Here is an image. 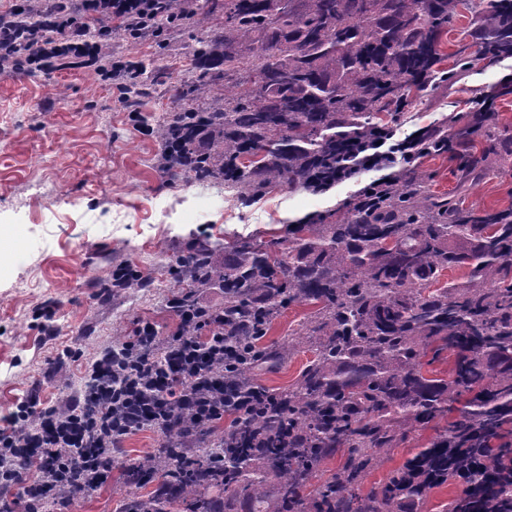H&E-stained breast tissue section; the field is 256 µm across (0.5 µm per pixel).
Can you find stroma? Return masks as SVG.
Wrapping results in <instances>:
<instances>
[{
  "mask_svg": "<svg viewBox=\"0 0 512 512\" xmlns=\"http://www.w3.org/2000/svg\"><path fill=\"white\" fill-rule=\"evenodd\" d=\"M197 30L187 24L153 44L112 38V54L147 65L148 92L138 113L94 71L52 77L0 75V430L22 398L47 404L78 394L93 363L120 345L137 322L160 336L179 321L167 306L170 267L193 244L239 238L285 241L290 225L342 208L390 168L364 170L322 192L279 186L238 201L224 188L203 187L189 174L167 175L152 129L180 107L175 92L193 65ZM512 76V57L478 63L457 82L429 84L392 124L396 139L492 102L500 128L512 131V95L497 90ZM138 270L140 288H117L112 272ZM314 311L294 305L275 320L255 370L261 385L284 388L309 358L274 350ZM71 350L62 358V350ZM158 433L130 436L116 454L112 479L75 499L66 512H119L128 492L151 495L155 482L129 483L126 469L153 456Z\"/></svg>",
  "mask_w": 512,
  "mask_h": 512,
  "instance_id": "obj_1",
  "label": "stroma"
}]
</instances>
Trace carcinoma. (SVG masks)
Instances as JSON below:
<instances>
[{
    "label": "carcinoma",
    "mask_w": 512,
    "mask_h": 512,
    "mask_svg": "<svg viewBox=\"0 0 512 512\" xmlns=\"http://www.w3.org/2000/svg\"><path fill=\"white\" fill-rule=\"evenodd\" d=\"M465 13L469 40L443 53ZM190 21L218 32L199 41L187 106L153 133L172 174L239 199L336 176L341 152L390 131L391 108L443 59L451 84L477 61L512 56V0H205ZM502 140L489 112L453 116L418 152L449 156L453 190L432 193L410 161L345 211L292 225L285 248L244 245L221 261L202 243L176 259L175 287L224 289V335L256 354L230 377L254 407L225 405L224 435L178 480L192 512L237 500L250 512H422L459 477L444 512H512V207L465 205ZM456 267L468 280L442 281ZM116 281L141 286L129 267ZM300 302L316 310L278 352L313 358L270 392L254 378L259 342ZM445 353L448 377L423 372ZM445 417L442 434L364 491L383 453ZM216 451L222 481L207 474ZM139 472L166 476L171 462L148 458Z\"/></svg>",
    "instance_id": "cac0c4a2"
}]
</instances>
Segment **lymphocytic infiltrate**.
I'll list each match as a JSON object with an SVG mask.
<instances>
[{
    "label": "lymphocytic infiltrate",
    "instance_id": "lymphocytic-infiltrate-1",
    "mask_svg": "<svg viewBox=\"0 0 512 512\" xmlns=\"http://www.w3.org/2000/svg\"><path fill=\"white\" fill-rule=\"evenodd\" d=\"M35 21L24 24L16 5L0 10V72L50 75L92 69L122 76L132 61L112 59L107 41L90 32L109 19L113 30L140 44L155 40L171 0H39ZM428 135L419 129L388 151L347 158L346 175L360 168L391 165L397 156L416 154ZM179 321L196 332L160 337L153 324L133 335L93 365L92 380L80 395L48 406L32 394L18 405L20 430L0 438V512H15L25 501L36 512L47 495L67 498L97 489L112 475L114 454L131 434L151 429L162 448L179 449L176 471L191 468L193 448L203 444L212 424L223 421L224 404L240 401L235 384L215 381L214 365L228 361L224 313L198 295L169 300ZM37 469L29 478V469Z\"/></svg>",
    "mask_w": 512,
    "mask_h": 512
}]
</instances>
